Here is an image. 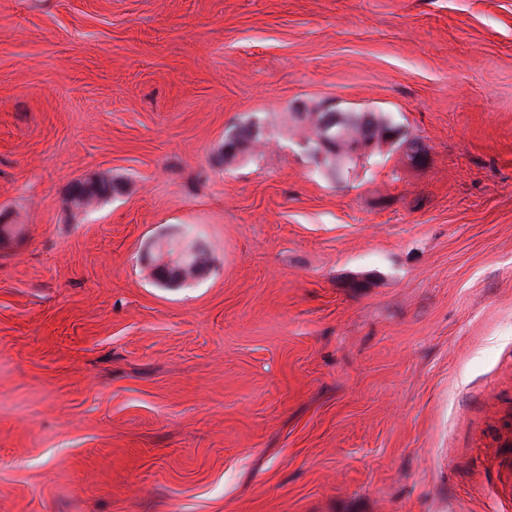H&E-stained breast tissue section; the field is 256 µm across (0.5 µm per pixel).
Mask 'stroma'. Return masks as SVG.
I'll use <instances>...</instances> for the list:
<instances>
[{
  "label": "stroma",
  "mask_w": 512,
  "mask_h": 512,
  "mask_svg": "<svg viewBox=\"0 0 512 512\" xmlns=\"http://www.w3.org/2000/svg\"><path fill=\"white\" fill-rule=\"evenodd\" d=\"M1 222L0 512H512V0H0ZM370 115L375 122L373 123L374 129L377 133H381L385 130H392L387 133L389 142H396L400 136L399 128L390 120H387L374 112H357L354 114L347 115V121L344 128V142L348 144L354 141L362 132L366 122H372L367 120L366 117ZM345 120V116L337 112L332 106L323 107L320 112L319 123L323 130V137L319 142L318 149H310L311 153L316 154L317 159L320 162L325 160H332L335 156H340L344 164L350 162L362 161L370 151L372 150L375 139L371 137L372 126L367 125V131L364 137L358 141L350 144L349 146H341L339 141L336 139V129L339 128ZM398 129V130H397ZM375 155L370 154L366 157L365 161L370 163V160ZM165 256L170 262L182 268L184 280L193 276L202 263L200 254L196 253L192 246L182 247L180 243L169 244L166 252L160 254L159 258ZM156 262V274L160 279L169 283H178L182 279L181 269L175 264L162 265L163 261Z\"/></svg>",
  "instance_id": "1"
}]
</instances>
